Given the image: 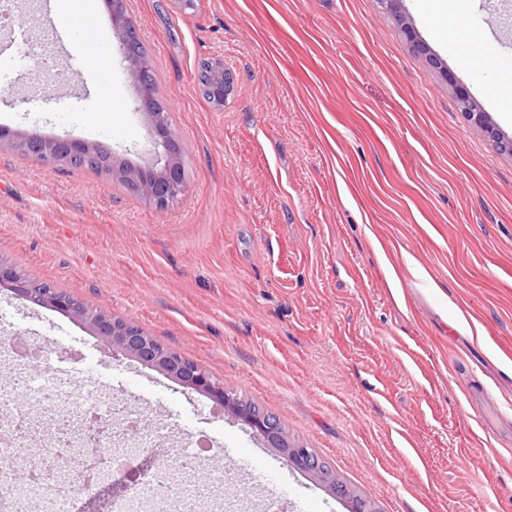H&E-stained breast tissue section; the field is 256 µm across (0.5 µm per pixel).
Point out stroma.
<instances>
[{"label": "stroma", "instance_id": "1", "mask_svg": "<svg viewBox=\"0 0 512 512\" xmlns=\"http://www.w3.org/2000/svg\"><path fill=\"white\" fill-rule=\"evenodd\" d=\"M76 16L61 30L55 8ZM172 128L185 194L160 210L118 181L0 144V260L138 326L275 414L377 512H512V156L458 110L462 80L512 137L492 94L512 42L477 71L448 50V17L403 0H125ZM20 31L67 48L72 93L4 54L0 128L76 137L117 161L153 159L107 0H0ZM411 26L427 46L417 53ZM441 62L433 67L427 60ZM232 91L214 107L201 61ZM19 334L97 394L177 430L142 456L213 437L272 487L227 476L202 503L348 512L347 501L249 427L163 373L113 353L81 322L0 288V337Z\"/></svg>", "mask_w": 512, "mask_h": 512}]
</instances>
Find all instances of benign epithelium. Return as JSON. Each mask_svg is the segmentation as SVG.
<instances>
[{"mask_svg": "<svg viewBox=\"0 0 512 512\" xmlns=\"http://www.w3.org/2000/svg\"><path fill=\"white\" fill-rule=\"evenodd\" d=\"M113 15L121 30L123 42H129L132 35L125 13L124 0H112ZM129 75L138 90L139 110L146 117L154 134V163L143 169V173L112 168V150L106 144L88 142L81 139L35 138L18 136L13 145L23 154L45 164L70 166L78 158L101 160L111 173L123 179L128 186L156 207L164 209L174 203L185 191L186 182L181 156L177 152L178 140L173 135L171 125L164 112L154 107V85L152 72L135 56L126 54ZM210 79L204 81V90L217 107L224 106V89L230 79L224 69V60L215 58L209 61ZM460 105V112L470 124L480 128L493 146L500 152L512 155V138L505 135L490 120L482 104L470 93L467 87L448 75ZM11 288L16 296L40 306H51L72 318L88 325L92 335L102 338L112 346V350L139 363L152 367L188 389L203 393L224 406V410L235 415L253 431L259 433L268 447L279 449L288 462L297 469L306 470L316 477L321 474L310 462L311 451L303 446H294L284 437L280 425L262 414L251 413L240 407L227 394L224 385L212 380L211 375L197 364L180 354L164 347L141 329L112 318L105 311L90 312L75 303L73 299L55 290L45 291L31 288L17 275L14 268L0 262V287ZM49 462L41 468L49 478L63 474L68 459L62 455L48 456Z\"/></svg>", "mask_w": 512, "mask_h": 512, "instance_id": "benign-epithelium-1", "label": "benign epithelium"}]
</instances>
